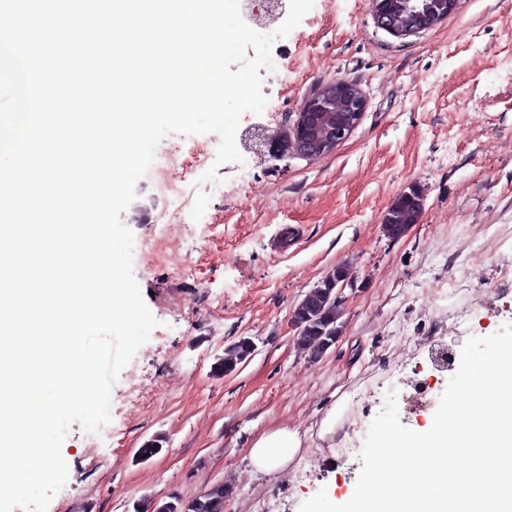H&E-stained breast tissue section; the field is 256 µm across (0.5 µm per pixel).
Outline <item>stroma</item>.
<instances>
[{
    "label": "stroma",
    "instance_id": "1",
    "mask_svg": "<svg viewBox=\"0 0 512 512\" xmlns=\"http://www.w3.org/2000/svg\"><path fill=\"white\" fill-rule=\"evenodd\" d=\"M271 57L278 67L259 71L263 113L239 119L243 160L217 170L223 193L201 195L151 263L139 245L167 208L152 181H138L121 215L157 325L122 369L100 433L70 427L68 479L48 512H133L216 483L224 512H299L322 489L345 503L362 462L337 451L428 366L423 339L458 353L512 324V0H459L405 39L377 27L368 0H314ZM337 79L367 101L351 135L319 158L283 152L304 99ZM412 186L420 219L389 237L383 217ZM339 266L351 284L338 291V338L314 359L297 346L294 311ZM242 337L254 354L218 373ZM341 400L332 443L312 438L287 473H253L263 431L313 433ZM152 439L160 451L141 459Z\"/></svg>",
    "mask_w": 512,
    "mask_h": 512
}]
</instances>
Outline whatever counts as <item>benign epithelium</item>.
Listing matches in <instances>:
<instances>
[{
	"label": "benign epithelium",
	"instance_id": "obj_1",
	"mask_svg": "<svg viewBox=\"0 0 512 512\" xmlns=\"http://www.w3.org/2000/svg\"><path fill=\"white\" fill-rule=\"evenodd\" d=\"M459 0H410L407 4L410 19L398 25L389 15L390 0H369V8L376 25L396 38H406L429 30L439 20L446 19L458 7ZM336 97L343 98L349 107L347 121L331 130L326 139L312 145V125L316 113L325 109V103ZM366 109V99L360 88L346 81L330 82L305 100L294 126L293 145L304 155L331 152L343 143L359 123Z\"/></svg>",
	"mask_w": 512,
	"mask_h": 512
}]
</instances>
